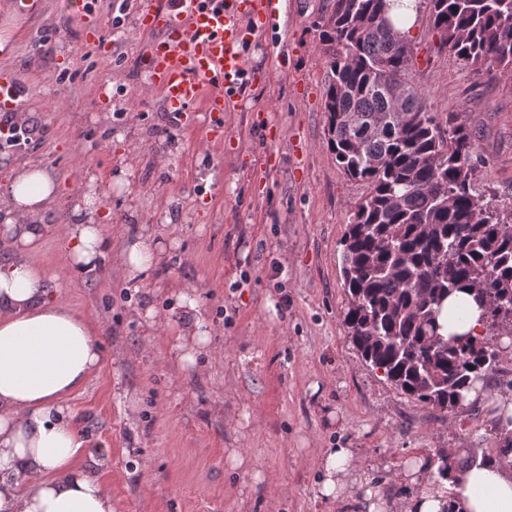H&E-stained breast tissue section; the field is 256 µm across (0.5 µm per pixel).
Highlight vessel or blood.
I'll return each instance as SVG.
<instances>
[{
    "mask_svg": "<svg viewBox=\"0 0 512 512\" xmlns=\"http://www.w3.org/2000/svg\"><path fill=\"white\" fill-rule=\"evenodd\" d=\"M287 13L286 0H183L179 12L142 0L138 26L154 35L151 89L184 116H193L202 99L210 118L221 117L228 94L256 76L245 46L256 33L279 26Z\"/></svg>",
    "mask_w": 512,
    "mask_h": 512,
    "instance_id": "1",
    "label": "vessel or blood"
}]
</instances>
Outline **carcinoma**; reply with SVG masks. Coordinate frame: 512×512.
I'll list each match as a JSON object with an SVG mask.
<instances>
[{"mask_svg": "<svg viewBox=\"0 0 512 512\" xmlns=\"http://www.w3.org/2000/svg\"><path fill=\"white\" fill-rule=\"evenodd\" d=\"M441 44L512 78V0H427ZM394 0H332L322 21L328 149L368 185L342 245L345 323L362 359L403 395L442 411L498 371L512 333V224L474 187L468 126L427 111L409 81L410 40ZM474 291L487 333H441L445 301ZM496 451L512 430L491 420Z\"/></svg>", "mask_w": 512, "mask_h": 512, "instance_id": "obj_1", "label": "carcinoma"}]
</instances>
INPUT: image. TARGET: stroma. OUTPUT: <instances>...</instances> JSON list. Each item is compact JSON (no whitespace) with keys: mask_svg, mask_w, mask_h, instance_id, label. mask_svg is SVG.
I'll list each match as a JSON object with an SVG mask.
<instances>
[{"mask_svg":"<svg viewBox=\"0 0 512 512\" xmlns=\"http://www.w3.org/2000/svg\"><path fill=\"white\" fill-rule=\"evenodd\" d=\"M330 2L290 0L280 27L255 36L246 58L264 77L229 97L223 143L212 146L204 102L189 122L147 90L152 36L135 30L139 0L117 26L106 6L95 9L100 47L85 44L87 19L71 0H0V23L14 14L19 24L0 70L44 133L0 152V196L22 161L61 181L31 259L61 277L64 303L99 324L104 365L69 404L94 450L85 463L118 512H343L318 493L324 449H357L383 480L414 455L496 445L492 410L418 403L350 339L341 241L368 188L327 148L320 33ZM45 37L52 53L37 50ZM411 39V83L428 111L475 127V186L512 217V78L474 71L441 46L427 6ZM101 86L109 96H97ZM90 184L112 218V251L98 277L69 282L61 228ZM151 230L163 257L128 278L119 255ZM184 292L211 330L186 367L173 323ZM234 452L248 468L232 467Z\"/></svg>","mask_w":512,"mask_h":512,"instance_id":"35a3bbf8","label":"stroma"}]
</instances>
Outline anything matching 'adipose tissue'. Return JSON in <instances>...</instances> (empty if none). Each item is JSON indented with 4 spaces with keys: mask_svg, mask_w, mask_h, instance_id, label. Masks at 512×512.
Segmentation results:
<instances>
[{
    "mask_svg": "<svg viewBox=\"0 0 512 512\" xmlns=\"http://www.w3.org/2000/svg\"><path fill=\"white\" fill-rule=\"evenodd\" d=\"M60 180L48 167L14 168L0 202V240L15 260L0 265V512H116L112 494L83 467L90 450L67 399L84 389L104 361L92 322L63 304L58 280L30 261L46 227L41 214L58 198ZM94 192L84 193L64 226L68 276L97 275L109 252ZM179 362L194 361L210 330L198 303L181 294ZM440 322L445 335H481L483 311L470 293L449 298ZM321 497L348 512H512V453L456 467L447 478L425 456L394 471L390 481L368 479L355 449L321 453ZM404 485V500L388 493Z\"/></svg>",
    "mask_w": 512,
    "mask_h": 512,
    "instance_id": "adipose-tissue-1",
    "label": "adipose tissue"
}]
</instances>
